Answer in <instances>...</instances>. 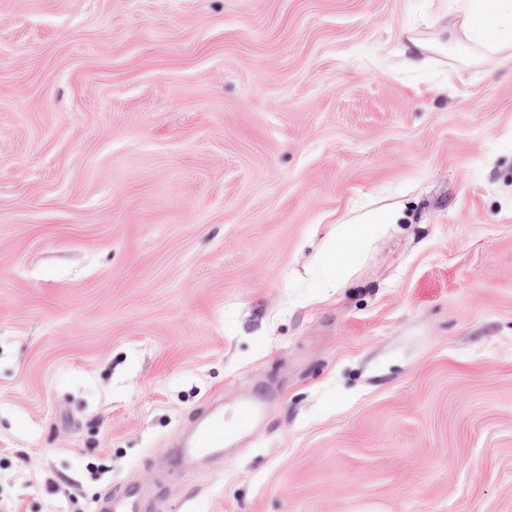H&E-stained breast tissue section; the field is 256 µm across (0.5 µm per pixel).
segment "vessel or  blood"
<instances>
[{"mask_svg":"<svg viewBox=\"0 0 512 512\" xmlns=\"http://www.w3.org/2000/svg\"><path fill=\"white\" fill-rule=\"evenodd\" d=\"M265 417L264 404L253 399L241 400L228 416L218 409L205 413L175 455L183 461L220 456L229 441L248 433ZM147 507L139 490L125 486L107 491L97 503V512H146Z\"/></svg>","mask_w":512,"mask_h":512,"instance_id":"vessel-or-blood-1","label":"vessel or blood"}]
</instances>
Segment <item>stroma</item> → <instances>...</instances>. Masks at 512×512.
Masks as SVG:
<instances>
[{
    "instance_id": "obj_1",
    "label": "stroma",
    "mask_w": 512,
    "mask_h": 512,
    "mask_svg": "<svg viewBox=\"0 0 512 512\" xmlns=\"http://www.w3.org/2000/svg\"><path fill=\"white\" fill-rule=\"evenodd\" d=\"M463 21L0 0V512H512V51ZM268 393L237 454L175 458ZM400 217L397 210L384 208L366 212L355 224L337 223L315 255L313 266L320 273L319 287H337L370 243L385 235ZM145 496L131 486L107 491L97 503L98 512H146Z\"/></svg>"
}]
</instances>
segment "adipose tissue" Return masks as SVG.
<instances>
[{"label": "adipose tissue", "mask_w": 512, "mask_h": 512, "mask_svg": "<svg viewBox=\"0 0 512 512\" xmlns=\"http://www.w3.org/2000/svg\"><path fill=\"white\" fill-rule=\"evenodd\" d=\"M458 9L471 40L497 51L512 50V0H463ZM399 219L397 210L384 208L361 215L353 224L338 223L315 255L320 287H337L370 243Z\"/></svg>", "instance_id": "adipose-tissue-1"}]
</instances>
